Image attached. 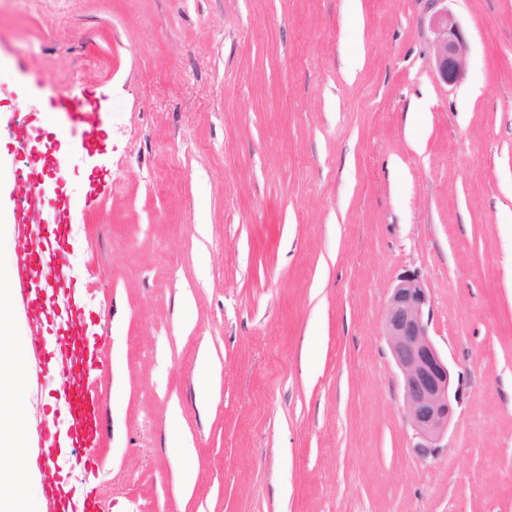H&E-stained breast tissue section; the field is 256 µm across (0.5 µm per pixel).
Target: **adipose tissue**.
Wrapping results in <instances>:
<instances>
[{"instance_id":"ef3b65f1","label":"adipose tissue","mask_w":512,"mask_h":512,"mask_svg":"<svg viewBox=\"0 0 512 512\" xmlns=\"http://www.w3.org/2000/svg\"><path fill=\"white\" fill-rule=\"evenodd\" d=\"M13 279L12 265L0 264V512H43L44 497L31 496L27 475L16 470L26 439L19 430L25 410L19 400L25 387L21 370L24 347L12 338Z\"/></svg>"}]
</instances>
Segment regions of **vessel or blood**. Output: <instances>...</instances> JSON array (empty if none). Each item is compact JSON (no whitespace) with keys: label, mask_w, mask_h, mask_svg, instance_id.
I'll return each mask as SVG.
<instances>
[{"label":"vessel or blood","mask_w":512,"mask_h":512,"mask_svg":"<svg viewBox=\"0 0 512 512\" xmlns=\"http://www.w3.org/2000/svg\"><path fill=\"white\" fill-rule=\"evenodd\" d=\"M51 123L38 127L37 159H21L15 179L21 192L14 198L16 299L22 307L29 338L25 348L35 375H62L56 401L70 419L68 445L83 449L88 469L97 467L101 438V394L93 375L101 362L85 330L81 284L68 277L70 220L65 193L67 165L102 144L99 105L86 92L51 97ZM47 512H107L95 487L73 497L65 478L46 491Z\"/></svg>","instance_id":"vessel-or-blood-1"}]
</instances>
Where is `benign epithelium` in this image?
Segmentation results:
<instances>
[{
  "label": "benign epithelium",
  "mask_w": 512,
  "mask_h": 512,
  "mask_svg": "<svg viewBox=\"0 0 512 512\" xmlns=\"http://www.w3.org/2000/svg\"><path fill=\"white\" fill-rule=\"evenodd\" d=\"M431 25L437 34L435 70L444 83L455 84L465 74V38L445 8L434 12ZM428 304L420 275L407 271L391 289L384 316V336L403 378L413 450L421 457L437 453L459 403L454 371L429 333Z\"/></svg>",
  "instance_id": "1"
}]
</instances>
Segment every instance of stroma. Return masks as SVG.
Wrapping results in <instances>:
<instances>
[{
  "instance_id": "obj_1",
  "label": "stroma",
  "mask_w": 512,
  "mask_h": 512,
  "mask_svg": "<svg viewBox=\"0 0 512 512\" xmlns=\"http://www.w3.org/2000/svg\"><path fill=\"white\" fill-rule=\"evenodd\" d=\"M444 6L452 85L430 0H0V142L64 90L106 131L66 183L99 469L68 448L32 484L110 512H512V0ZM408 270L461 393L425 460L383 330ZM437 37L435 41L434 65L439 78L446 84L458 83L465 74L467 43L445 8L438 9L431 18Z\"/></svg>"
}]
</instances>
